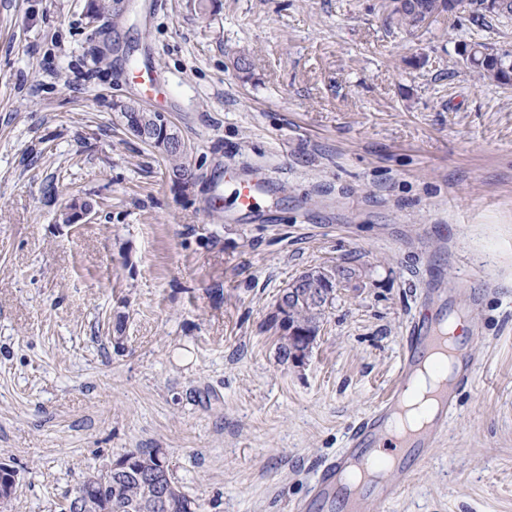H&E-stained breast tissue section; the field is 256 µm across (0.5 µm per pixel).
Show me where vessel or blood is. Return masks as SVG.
Wrapping results in <instances>:
<instances>
[{
    "instance_id": "vessel-or-blood-1",
    "label": "vessel or blood",
    "mask_w": 512,
    "mask_h": 512,
    "mask_svg": "<svg viewBox=\"0 0 512 512\" xmlns=\"http://www.w3.org/2000/svg\"><path fill=\"white\" fill-rule=\"evenodd\" d=\"M128 75L149 102L157 104L164 100V88L148 65H130ZM264 193L258 183H237L234 197L238 213L253 219L260 217ZM438 277L437 271H430L426 284L434 313L412 318L403 329L394 388L377 407L352 425L346 448L336 451L323 464L314 489L301 502L299 512H371L373 503L390 502L402 487L400 474L421 464L429 448L447 430L448 417L460 390L469 383L476 362L465 352L448 349L444 330L448 293L439 288ZM437 353L453 354L454 362L425 427L418 432L396 431L395 420L407 390L425 359Z\"/></svg>"
}]
</instances>
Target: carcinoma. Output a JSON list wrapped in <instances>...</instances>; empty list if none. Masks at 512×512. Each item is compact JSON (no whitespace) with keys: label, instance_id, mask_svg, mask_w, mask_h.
<instances>
[{"label":"carcinoma","instance_id":"carcinoma-1","mask_svg":"<svg viewBox=\"0 0 512 512\" xmlns=\"http://www.w3.org/2000/svg\"><path fill=\"white\" fill-rule=\"evenodd\" d=\"M458 0H390V17L399 26L417 28L426 19L433 18L441 12L454 11ZM484 0H469L474 7V14L482 17L486 14L496 18L512 19V0H497V7L491 11L483 8ZM462 56L467 67L472 69L481 78L498 82L500 84L512 83V54L509 52H490V47L484 43H475L462 50ZM120 117L125 119L127 130L135 137H140L138 131L141 119L151 116L143 107H134V104H123L119 108ZM172 175L178 177L181 183H188L195 178L192 169L180 161V157L170 155ZM323 311L316 310L309 299L304 297L296 300L290 317L303 324L307 331L321 321ZM129 462L128 471L114 472L112 475L99 474L98 478L105 479L103 489L93 496L90 501V512H151L153 483L145 474L159 470V451H144L139 448L129 450L121 455ZM164 483L169 488L171 498L166 512H194V501L180 490L172 475H162Z\"/></svg>","mask_w":512,"mask_h":512}]
</instances>
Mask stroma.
I'll return each instance as SVG.
<instances>
[{
	"label": "stroma",
	"instance_id": "obj_1",
	"mask_svg": "<svg viewBox=\"0 0 512 512\" xmlns=\"http://www.w3.org/2000/svg\"><path fill=\"white\" fill-rule=\"evenodd\" d=\"M387 0H0V464L6 512H66L134 448L165 453L199 512H292L387 393L440 268L471 275L476 360L448 432L372 512H512V86L463 46L512 51L468 9L416 30ZM169 89L195 173L127 131L131 60ZM238 178L270 182L233 220ZM93 213L65 224L67 198ZM355 269L304 362L270 323L305 271Z\"/></svg>",
	"mask_w": 512,
	"mask_h": 512
}]
</instances>
